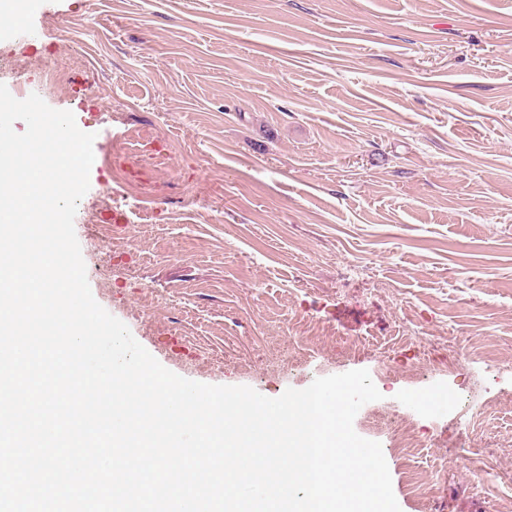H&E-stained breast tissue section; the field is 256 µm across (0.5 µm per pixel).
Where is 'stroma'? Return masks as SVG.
Wrapping results in <instances>:
<instances>
[{"instance_id":"obj_1","label":"stroma","mask_w":512,"mask_h":512,"mask_svg":"<svg viewBox=\"0 0 512 512\" xmlns=\"http://www.w3.org/2000/svg\"><path fill=\"white\" fill-rule=\"evenodd\" d=\"M35 2L0 83L74 73L94 299L192 381L368 370L401 512H512V0Z\"/></svg>"}]
</instances>
